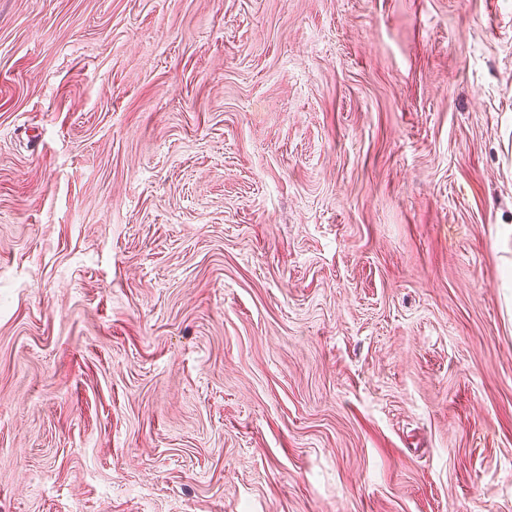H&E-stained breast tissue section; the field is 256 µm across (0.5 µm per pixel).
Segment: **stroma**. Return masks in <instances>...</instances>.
<instances>
[{
    "label": "stroma",
    "instance_id": "35a3bbf8",
    "mask_svg": "<svg viewBox=\"0 0 512 512\" xmlns=\"http://www.w3.org/2000/svg\"><path fill=\"white\" fill-rule=\"evenodd\" d=\"M0 512H512V0H0Z\"/></svg>",
    "mask_w": 512,
    "mask_h": 512
}]
</instances>
